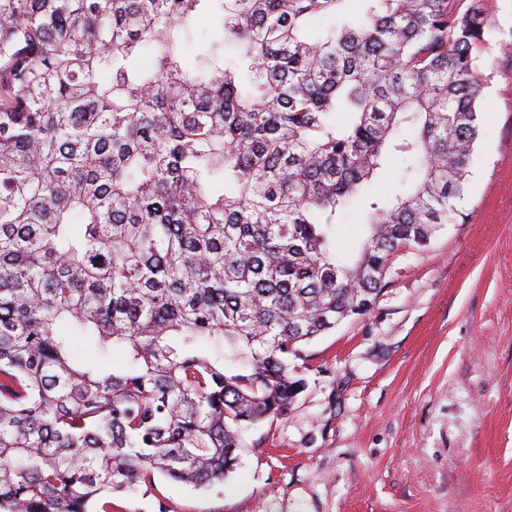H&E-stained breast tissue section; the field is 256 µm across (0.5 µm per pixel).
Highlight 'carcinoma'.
Listing matches in <instances>:
<instances>
[{"mask_svg":"<svg viewBox=\"0 0 512 512\" xmlns=\"http://www.w3.org/2000/svg\"><path fill=\"white\" fill-rule=\"evenodd\" d=\"M490 32L482 0H0V512L224 483L299 345L465 223ZM217 27L218 22L214 17H204L198 21L191 32V41L188 44V52L191 58L215 39ZM352 216L344 221V224L336 226V239L339 243L340 251L344 256H349L360 245L366 226L359 223L357 220V213L355 212V205Z\"/></svg>","mask_w":512,"mask_h":512,"instance_id":"carcinoma-1","label":"carcinoma"}]
</instances>
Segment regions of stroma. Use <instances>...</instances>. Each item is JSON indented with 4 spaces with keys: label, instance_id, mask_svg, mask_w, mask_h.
<instances>
[{
    "label": "stroma",
    "instance_id": "35a3bbf8",
    "mask_svg": "<svg viewBox=\"0 0 512 512\" xmlns=\"http://www.w3.org/2000/svg\"><path fill=\"white\" fill-rule=\"evenodd\" d=\"M488 7L467 222L396 251L373 308L303 346L293 411L244 429L224 486L116 512H512V0Z\"/></svg>",
    "mask_w": 512,
    "mask_h": 512
}]
</instances>
